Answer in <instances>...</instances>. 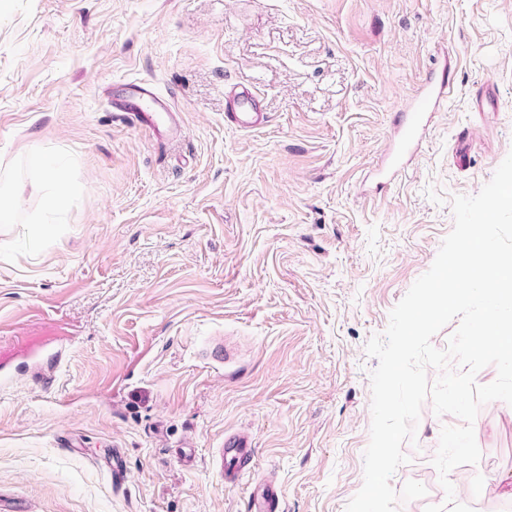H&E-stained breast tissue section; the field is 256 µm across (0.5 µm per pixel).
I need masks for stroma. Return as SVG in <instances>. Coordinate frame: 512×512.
<instances>
[{"label": "stroma", "mask_w": 512, "mask_h": 512, "mask_svg": "<svg viewBox=\"0 0 512 512\" xmlns=\"http://www.w3.org/2000/svg\"><path fill=\"white\" fill-rule=\"evenodd\" d=\"M451 92L404 155L400 112ZM152 86L159 140L112 99ZM260 96L265 122L224 119ZM512 153V0H0V512H346L370 440L366 350ZM54 160L60 206L31 164ZM459 418L424 403L425 512ZM474 512L512 489V405H481ZM253 469L224 476L225 436ZM125 478L114 483L113 459ZM225 118L235 127L247 130L259 123L263 117L258 101L248 91L231 90L227 94ZM254 445L244 437L228 436L224 439L223 454H231L243 470H251L254 464Z\"/></svg>", "instance_id": "1"}]
</instances>
